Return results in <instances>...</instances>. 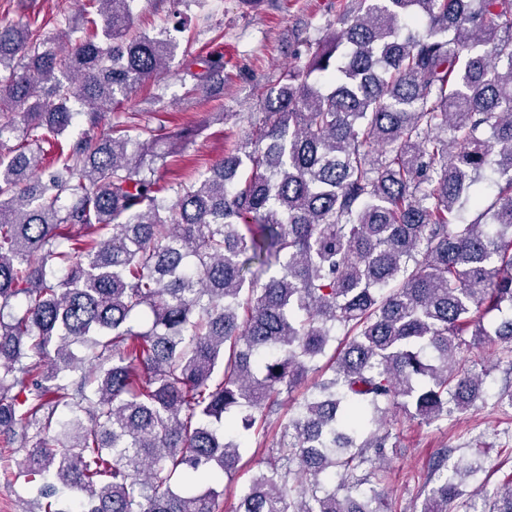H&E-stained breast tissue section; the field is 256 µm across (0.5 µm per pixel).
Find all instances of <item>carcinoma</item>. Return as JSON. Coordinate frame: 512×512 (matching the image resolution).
<instances>
[{
    "mask_svg": "<svg viewBox=\"0 0 512 512\" xmlns=\"http://www.w3.org/2000/svg\"><path fill=\"white\" fill-rule=\"evenodd\" d=\"M135 2L0 26V447L39 512H219L256 436L235 512H381L390 408L469 410L487 342L512 372V0H351L259 136L175 184L174 137L112 121L175 49ZM200 63L204 89L224 54ZM480 471L441 452L420 512ZM263 457L262 454H257L252 463V470L247 473L237 474L232 482H228L227 478H224V486H228V488L224 493V499L220 500V512H232L237 505V499L234 494L236 487L248 481L253 471L264 468L265 460Z\"/></svg>",
    "mask_w": 512,
    "mask_h": 512,
    "instance_id": "carcinoma-1",
    "label": "carcinoma"
}]
</instances>
